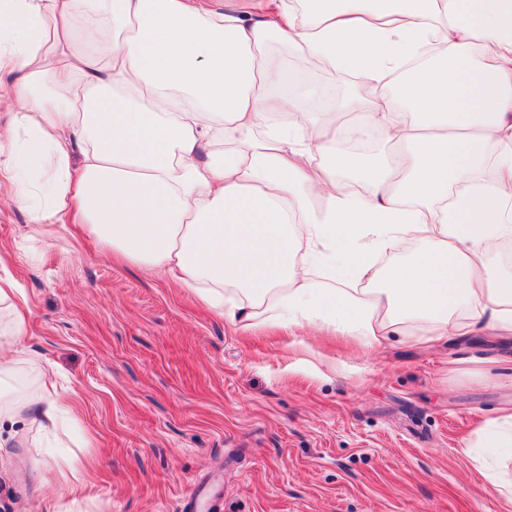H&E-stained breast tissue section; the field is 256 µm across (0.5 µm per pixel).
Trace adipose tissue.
<instances>
[{
  "mask_svg": "<svg viewBox=\"0 0 512 512\" xmlns=\"http://www.w3.org/2000/svg\"><path fill=\"white\" fill-rule=\"evenodd\" d=\"M280 46L359 83L312 109ZM3 98L0 182L32 223L74 221L241 329L512 335L489 260L512 241V0H0ZM67 410L0 400L42 429Z\"/></svg>",
  "mask_w": 512,
  "mask_h": 512,
  "instance_id": "ef3b65f1",
  "label": "adipose tissue"
}]
</instances>
